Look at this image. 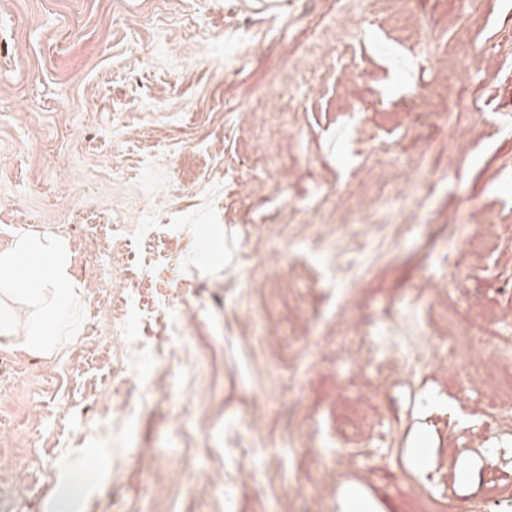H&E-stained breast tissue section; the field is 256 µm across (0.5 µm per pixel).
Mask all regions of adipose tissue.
<instances>
[{"label":"adipose tissue","instance_id":"obj_1","mask_svg":"<svg viewBox=\"0 0 512 512\" xmlns=\"http://www.w3.org/2000/svg\"><path fill=\"white\" fill-rule=\"evenodd\" d=\"M81 287L72 272L65 238L40 231H21L0 248V338L19 351L53 357L64 338L83 331ZM97 476L71 471L61 479L52 512H81Z\"/></svg>","mask_w":512,"mask_h":512}]
</instances>
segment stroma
<instances>
[{
	"label": "stroma",
	"mask_w": 512,
	"mask_h": 512,
	"mask_svg": "<svg viewBox=\"0 0 512 512\" xmlns=\"http://www.w3.org/2000/svg\"><path fill=\"white\" fill-rule=\"evenodd\" d=\"M262 2L0 0V248L58 234L90 292L124 270L87 225L158 243L137 295L86 300L87 347L0 344V512L83 466V512H420L439 458L459 512H512L467 351L352 356L411 307L423 346L512 310V0Z\"/></svg>",
	"instance_id": "1"
}]
</instances>
